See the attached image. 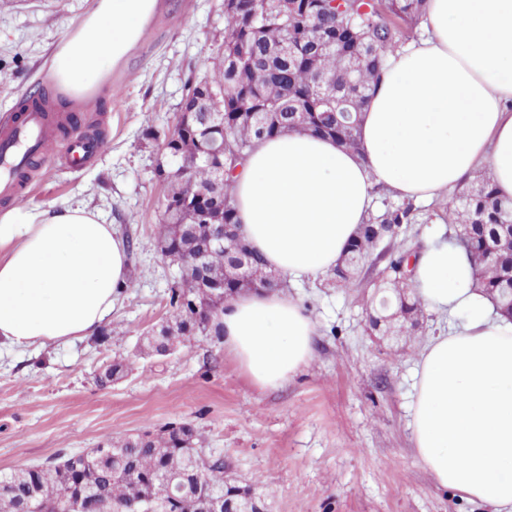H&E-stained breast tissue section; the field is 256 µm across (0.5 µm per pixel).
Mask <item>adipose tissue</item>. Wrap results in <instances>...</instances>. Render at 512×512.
<instances>
[{"mask_svg": "<svg viewBox=\"0 0 512 512\" xmlns=\"http://www.w3.org/2000/svg\"><path fill=\"white\" fill-rule=\"evenodd\" d=\"M159 0H94L50 59L80 98L138 44ZM428 33L387 57L364 110L360 149L290 133L260 141L234 179L239 231L289 282L336 264L372 207L375 186L415 202L486 168L512 197V0H429ZM0 347L26 350L94 335L130 286L127 242L77 203L0 213ZM413 283L448 330L416 371L413 436L436 482L512 512V323L472 288L463 251L434 238ZM224 348L252 382L275 389L314 353L315 323L286 291L228 300Z\"/></svg>", "mask_w": 512, "mask_h": 512, "instance_id": "obj_1", "label": "adipose tissue"}]
</instances>
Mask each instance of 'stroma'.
Here are the masks:
<instances>
[{
    "label": "stroma",
    "mask_w": 512,
    "mask_h": 512,
    "mask_svg": "<svg viewBox=\"0 0 512 512\" xmlns=\"http://www.w3.org/2000/svg\"><path fill=\"white\" fill-rule=\"evenodd\" d=\"M91 0H0V128L24 98L53 88L49 59ZM224 0H161L126 59L86 99L107 151L83 168L44 163L23 206L84 202L134 239L132 286L100 335L22 352L0 349V471L69 457L164 425L192 422L230 479L250 487L267 512H493L440 486L413 444L415 370L446 317L426 312L410 336H376L366 325L373 272L355 288L325 279L289 287L317 326L311 360L283 386L260 390L213 336H193L158 356L142 338L169 318L176 269L162 258L157 228L168 193L165 140L188 88L224 53ZM446 198L414 204L397 245L423 242L442 223ZM124 359L125 375L97 377Z\"/></svg>",
    "instance_id": "1"
}]
</instances>
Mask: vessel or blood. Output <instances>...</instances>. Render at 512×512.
Instances as JSON below:
<instances>
[{
	"label": "vessel or blood",
	"mask_w": 512,
	"mask_h": 512,
	"mask_svg": "<svg viewBox=\"0 0 512 512\" xmlns=\"http://www.w3.org/2000/svg\"><path fill=\"white\" fill-rule=\"evenodd\" d=\"M58 125V120L52 118L48 109L32 107L0 131V200L15 203L23 199L18 174L26 164L28 151H35L47 160L58 159L77 167L108 147L106 141L80 133L60 139Z\"/></svg>",
	"instance_id": "vessel-or-blood-1"
}]
</instances>
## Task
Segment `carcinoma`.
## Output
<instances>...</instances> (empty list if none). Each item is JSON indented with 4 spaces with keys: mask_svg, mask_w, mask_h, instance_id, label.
Masks as SVG:
<instances>
[{
    "mask_svg": "<svg viewBox=\"0 0 512 512\" xmlns=\"http://www.w3.org/2000/svg\"><path fill=\"white\" fill-rule=\"evenodd\" d=\"M288 11H269L265 0L224 5V59L211 76L194 87L216 90L213 104L224 103V155L208 159L206 150L219 132L204 112L189 118L191 127L175 125L171 150L177 157L199 156L187 171L175 169L167 200L180 208L164 211L158 243L179 257L208 252L200 269L187 267L169 293V319L147 337L160 354L175 352L192 335L218 336L216 303L199 280H222L228 294L279 288L270 282L263 257L240 236L233 199L235 169L268 137L305 133L333 139L340 147L359 149L362 110L374 93L386 53L402 47L407 34L426 16L428 0H287ZM224 168V186L211 205L224 210L228 224L224 247L208 249L211 227L196 219L189 188L205 186ZM446 240L463 249L472 269L475 291L491 298L496 311L512 320V199L500 197L487 173L468 175L448 198ZM411 206L384 204L361 224L345 253L330 270L334 288H353L367 262L385 261L381 293L374 302L370 329L385 335H411L421 326L424 303L413 284L392 272L399 260L420 256L421 247H395L399 228L410 221ZM246 267H241L240 260ZM126 363L113 360L98 376L104 385L123 375ZM196 431L187 421L169 432L127 441L121 452L137 470L126 476L114 470L112 444L12 473H0V512H76L89 500L93 512L128 510L139 498L167 502V512H192L169 497L166 476L188 472L187 455L178 439ZM201 484L226 495L224 459L210 457Z\"/></svg>",
    "mask_w": 512,
    "mask_h": 512,
    "instance_id": "carcinoma-1",
    "label": "carcinoma"
}]
</instances>
